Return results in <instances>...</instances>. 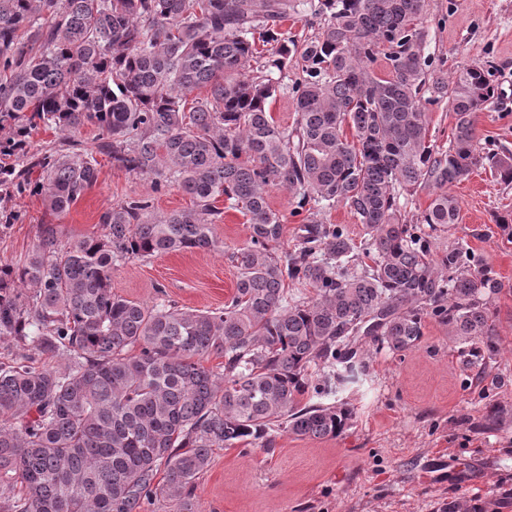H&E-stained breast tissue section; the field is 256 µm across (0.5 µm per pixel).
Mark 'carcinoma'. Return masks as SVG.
<instances>
[{"label":"carcinoma","instance_id":"cac0c4a2","mask_svg":"<svg viewBox=\"0 0 512 512\" xmlns=\"http://www.w3.org/2000/svg\"><path fill=\"white\" fill-rule=\"evenodd\" d=\"M426 0H0V198L30 191L59 217L98 178V131L112 166L178 187L191 206L166 216L131 197L101 232L63 240L42 224L16 265H0V512H198L195 491L217 448L277 435L324 439L345 427L340 396L363 383L368 343L415 347L431 318L471 345L468 368L498 355L491 301L505 285L458 242L442 190L487 166L512 184V155L483 151L479 112L495 97L484 66L445 74L424 55ZM324 23L298 42L290 14ZM276 59L250 67L257 42ZM386 60L388 75L373 64ZM302 76L283 83L288 62ZM200 86L209 96L187 103ZM296 105L292 126L270 105ZM448 100V149L429 139L426 105ZM63 135L27 149L31 130ZM352 131L347 138L346 130ZM281 187L307 212L299 243L279 251ZM436 189L416 224L401 197ZM242 214L249 242L229 255L235 292L215 310L152 304L112 288V268L189 249L215 250L218 198ZM342 204L360 242L320 212ZM372 264L358 268L357 252ZM310 287L311 298L292 293ZM224 357L214 370L211 354ZM64 355L62 369L39 364ZM162 479H157L158 473Z\"/></svg>","mask_w":512,"mask_h":512}]
</instances>
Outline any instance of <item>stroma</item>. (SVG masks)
Wrapping results in <instances>:
<instances>
[{
	"mask_svg": "<svg viewBox=\"0 0 512 512\" xmlns=\"http://www.w3.org/2000/svg\"><path fill=\"white\" fill-rule=\"evenodd\" d=\"M423 26L426 54L445 69L491 64L497 96L478 117V135L487 150L512 154V0H427ZM96 159L97 182L62 216L46 212L39 197H13L18 219L0 233V264L23 261L40 225L57 224L66 238L96 232L100 215L130 197L149 199L160 215L189 207L181 190L154 192L150 179L114 169L107 155ZM448 191L459 200V219L432 241L439 247L463 242L504 283L492 305L496 359L472 379L458 344L431 319L412 350L393 355L367 347L372 382L366 393L348 395L353 416L340 434L311 439L283 432L270 455L216 449L196 490L200 512H443L460 498L483 512H512L503 504L512 489V232L496 222L512 213V184L480 167ZM214 235L221 249L115 267L114 291L149 304L162 290L183 307H223L236 284L227 255L248 242L250 231L229 209ZM498 408L506 424L482 430Z\"/></svg>",
	"mask_w": 512,
	"mask_h": 512,
	"instance_id": "stroma-1",
	"label": "stroma"
}]
</instances>
